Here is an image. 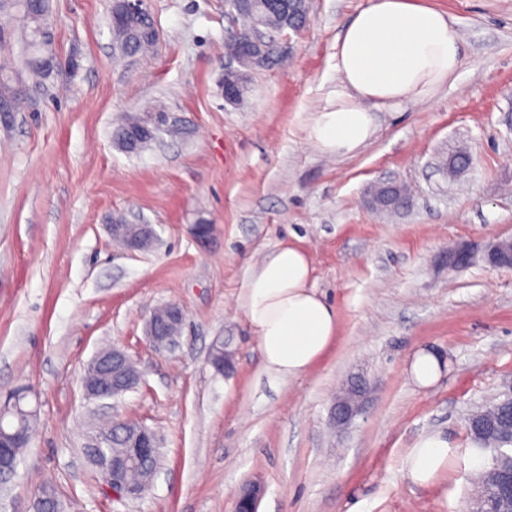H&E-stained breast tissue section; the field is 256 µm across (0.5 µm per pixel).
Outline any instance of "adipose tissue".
Listing matches in <instances>:
<instances>
[{
  "label": "adipose tissue",
  "instance_id": "1",
  "mask_svg": "<svg viewBox=\"0 0 512 512\" xmlns=\"http://www.w3.org/2000/svg\"><path fill=\"white\" fill-rule=\"evenodd\" d=\"M460 44L447 14L415 0H370L337 46L335 101L316 112L309 138L322 152L350 154L374 134L372 109L422 101L453 76ZM307 254L284 245L255 264L245 281L244 315L266 369L296 377L309 371L337 336L336 309L311 284ZM447 439H418L405 471L418 485L446 469Z\"/></svg>",
  "mask_w": 512,
  "mask_h": 512
}]
</instances>
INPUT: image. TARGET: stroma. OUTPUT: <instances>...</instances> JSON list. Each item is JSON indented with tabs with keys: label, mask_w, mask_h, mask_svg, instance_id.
<instances>
[{
	"label": "stroma",
	"mask_w": 512,
	"mask_h": 512,
	"mask_svg": "<svg viewBox=\"0 0 512 512\" xmlns=\"http://www.w3.org/2000/svg\"><path fill=\"white\" fill-rule=\"evenodd\" d=\"M423 2L452 20L460 68L420 103L373 110L372 138L339 156L308 126L336 89V41L369 0H311L287 57L253 70L237 105L221 88L235 26L224 0H145L160 40L124 60L112 0H52L56 55L77 66L14 82L22 107L0 122V401L24 387L39 409L0 512H33L46 484L63 512H232L248 482L265 488L258 512H472L489 457L465 420L512 380V269L484 261L512 239V0ZM148 106L184 133L128 154L112 129ZM459 151L470 164L449 175L442 161ZM385 179L409 186L403 210L371 207ZM117 217L151 225L153 248L117 247ZM288 242L338 315L328 353L290 379L264 369L242 309L250 266ZM460 245L473 262L448 269ZM165 304L186 314L170 351L146 334ZM220 342L234 360L224 375L208 363ZM112 345L142 381L87 400L85 369ZM421 350L443 362L428 386L410 373ZM353 376L369 393L338 430L333 399ZM107 419L160 439L141 497L112 492L85 455ZM432 433L448 466L419 486L404 461Z\"/></svg>",
	"instance_id": "stroma-1"
}]
</instances>
